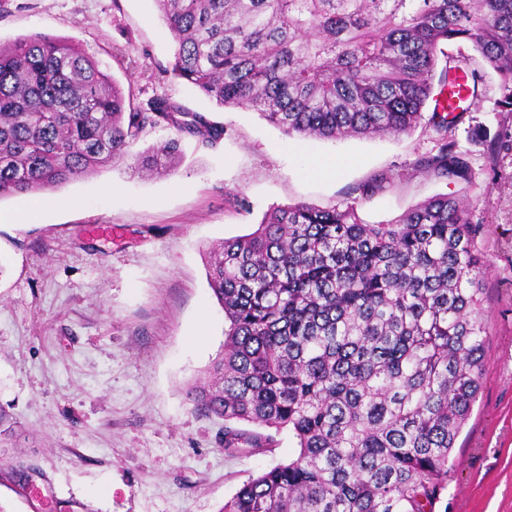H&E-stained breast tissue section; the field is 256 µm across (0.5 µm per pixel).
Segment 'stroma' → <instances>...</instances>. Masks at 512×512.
Wrapping results in <instances>:
<instances>
[{
  "label": "stroma",
  "instance_id": "stroma-1",
  "mask_svg": "<svg viewBox=\"0 0 512 512\" xmlns=\"http://www.w3.org/2000/svg\"><path fill=\"white\" fill-rule=\"evenodd\" d=\"M34 33L72 40L135 103L166 93L223 124L224 137L208 147L184 138L170 172L118 166L67 183L53 192L62 207L38 215L34 196L0 198V409L17 432L0 466L34 459L75 512H219L295 450L283 433L272 452L229 455L223 420L186 398L224 343L210 250L255 231L276 206L352 202L362 222L385 224L448 193L471 207L488 339L438 512H512V152L492 167L471 139L512 128L495 106L496 76L452 132L476 172L464 187L419 171L432 128L289 138L254 110L219 108L162 78L175 44L154 0H0V43ZM325 159L334 175L309 169ZM382 172L402 178L355 197Z\"/></svg>",
  "mask_w": 512,
  "mask_h": 512
}]
</instances>
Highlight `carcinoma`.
Segmentation results:
<instances>
[{
	"label": "carcinoma",
	"instance_id": "cac0c4a2",
	"mask_svg": "<svg viewBox=\"0 0 512 512\" xmlns=\"http://www.w3.org/2000/svg\"><path fill=\"white\" fill-rule=\"evenodd\" d=\"M175 50L166 73L220 107L253 109L284 135H399L425 124L436 179L470 184L448 133L499 79L512 113V0H155ZM472 44L483 70L444 56ZM470 82L456 90V75ZM458 106L448 111V93ZM431 115H425L428 103ZM174 137L142 153L148 128ZM205 146L224 126L166 94L127 100L98 63L59 37L0 43V197L53 190L134 159L145 172L181 159L182 136ZM473 140L489 162L505 148ZM402 178L382 173L368 196ZM471 214L447 194L391 224H364L355 203L273 209L209 255L224 310V347L193 408L224 420V450L264 453L288 432L294 457L249 477L220 512H435L449 457L476 401L488 336ZM18 459L0 486L27 496Z\"/></svg>",
	"mask_w": 512,
	"mask_h": 512
}]
</instances>
